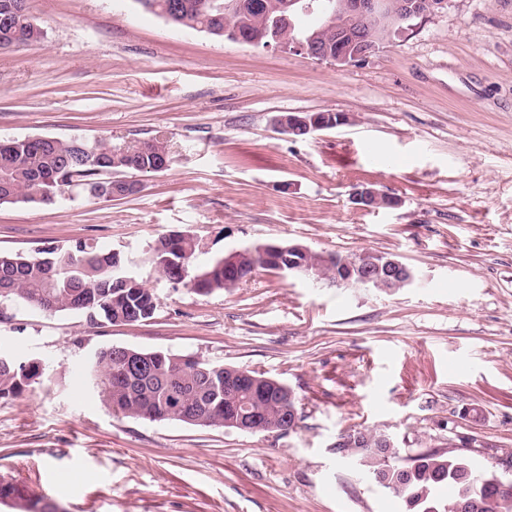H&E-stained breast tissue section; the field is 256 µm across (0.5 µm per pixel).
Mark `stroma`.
I'll return each instance as SVG.
<instances>
[{
	"instance_id": "stroma-1",
	"label": "stroma",
	"mask_w": 512,
	"mask_h": 512,
	"mask_svg": "<svg viewBox=\"0 0 512 512\" xmlns=\"http://www.w3.org/2000/svg\"><path fill=\"white\" fill-rule=\"evenodd\" d=\"M46 36L0 51V139H160L173 162L140 192L81 188L0 205V252L76 243L141 262L152 318L0 306V347L43 368L0 398V477L63 512H403L333 446L375 429L402 453L463 436L479 468L512 449V0H448L337 67L178 28L134 0H27ZM340 112L304 138L275 117ZM371 186L396 208L354 203ZM204 251L289 242L395 255L407 288L313 286L257 271L231 290L172 287L144 266L163 233ZM113 346L224 363L288 384L290 433L115 414L85 377Z\"/></svg>"
}]
</instances>
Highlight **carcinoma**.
<instances>
[{"instance_id":"cac0c4a2","label":"carcinoma","mask_w":512,"mask_h":512,"mask_svg":"<svg viewBox=\"0 0 512 512\" xmlns=\"http://www.w3.org/2000/svg\"><path fill=\"white\" fill-rule=\"evenodd\" d=\"M183 5L173 25L217 35L230 29L246 30L272 23L266 8L225 20L214 8L202 9L204 0H178ZM171 161L160 140L113 148L103 141L24 138L0 142V204H53L69 187L82 188L99 198L102 186L114 197L140 191L128 174L156 173L161 160ZM199 242L181 232L159 236L150 246L148 263L167 281L208 294L235 288L239 282L224 272V256L214 255L198 264ZM117 255L79 244L69 249L45 251L43 256L0 253V303L15 302L45 312L81 311L94 322L133 323L151 318L156 293L147 288L140 273L127 260L114 268ZM306 268L320 269L333 279L341 273L336 263H326L320 252L302 254ZM142 371L128 382L118 381L121 366L112 349L97 352L87 364V374L101 388L113 411L151 422L173 420L208 427L224 423V365L163 352H141ZM262 396L251 400L259 416L258 431H291L297 426L290 409H298L297 396H289L280 381L251 372ZM41 376L39 365L0 359V397L20 393ZM336 455L356 456L370 478L386 484L400 498L405 512H459L465 503L473 512H512V492H503L497 473L484 471V482H472L475 470L464 455L448 450L403 455L388 447L387 436L374 429H353L341 436Z\"/></svg>"}]
</instances>
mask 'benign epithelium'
Wrapping results in <instances>:
<instances>
[{"label": "benign epithelium", "mask_w": 512, "mask_h": 512, "mask_svg": "<svg viewBox=\"0 0 512 512\" xmlns=\"http://www.w3.org/2000/svg\"><path fill=\"white\" fill-rule=\"evenodd\" d=\"M447 0H284L276 5L279 18L285 28H272L263 35L271 36L266 44L317 58L333 65L347 64L358 57H365L379 48L395 29L405 26L417 18L434 14L444 8ZM347 122L343 113L292 114L288 121L275 119L277 130L283 134L303 130L308 133L342 125ZM385 192L362 186L353 193L356 202L367 208L384 204ZM280 253L306 254L309 248L292 244L282 246H258L256 244L230 251L224 258L226 269L237 271L243 268L242 261L254 250ZM349 266L343 276L330 282L338 288H376L377 281L371 275L377 265L375 254L363 252L355 259L345 261ZM385 264L393 268L399 278L397 285L406 288L414 282L413 271L401 261L388 258ZM229 423L239 431H253L257 416L235 407L228 414Z\"/></svg>", "instance_id": "7a95c632"}]
</instances>
